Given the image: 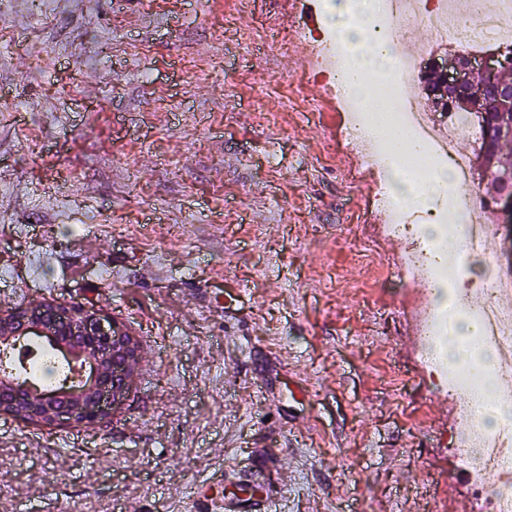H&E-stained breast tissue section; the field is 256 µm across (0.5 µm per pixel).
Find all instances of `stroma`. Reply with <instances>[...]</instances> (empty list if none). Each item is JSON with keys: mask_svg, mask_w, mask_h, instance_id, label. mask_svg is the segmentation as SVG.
<instances>
[{"mask_svg": "<svg viewBox=\"0 0 512 512\" xmlns=\"http://www.w3.org/2000/svg\"><path fill=\"white\" fill-rule=\"evenodd\" d=\"M50 2L0 8V308L107 312L143 359L94 426L0 415V512H184L233 471L280 512H484L310 72L313 5Z\"/></svg>", "mask_w": 512, "mask_h": 512, "instance_id": "1", "label": "stroma"}]
</instances>
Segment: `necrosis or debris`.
<instances>
[{"label": "necrosis or debris", "mask_w": 512, "mask_h": 512, "mask_svg": "<svg viewBox=\"0 0 512 512\" xmlns=\"http://www.w3.org/2000/svg\"><path fill=\"white\" fill-rule=\"evenodd\" d=\"M374 24L387 41L403 38L414 24H423L431 44L422 50L430 55L433 44L450 40L457 46L480 55L487 43L512 47V0H468L466 10L479 14V28L470 27L464 12L449 9L448 0H378ZM356 43L342 30L332 37L311 41L312 58L320 71L338 75L341 64L356 57ZM420 58L391 51L386 73L396 83L401 95L394 112L395 121L409 129L413 139L421 142L431 157L434 168L450 170L454 181H466L472 159L455 144L463 135H474L472 125L456 119L441 121L434 114L413 103L407 95L409 86L418 84ZM324 92L342 112L344 138L361 160L360 172L373 182L377 214L388 237L398 238L410 231L408 218L401 205V191L414 180V168L409 161L388 168L379 152L373 151L374 141L362 112L341 84L325 83ZM492 200L481 206L472 205L466 195L448 190L439 198L441 223L455 238L454 250L461 259L450 275L440 273L446 261L431 234L418 236L414 246L404 252L396 271L399 279L416 288L430 307L421 314L418 323L419 352L433 375L435 388L449 396L464 395L455 413L467 434L457 455L466 464L484 499L490 502L491 512H512V453L504 445L512 442V393L500 392L495 398L479 397L480 378L469 367L456 365L445 373L448 339L459 337L460 318L477 325L478 340L492 356L490 373L500 371L503 359L512 355V277L502 276L494 265H486L478 283H471L464 267L466 260L493 252L497 229L485 220L494 210Z\"/></svg>", "instance_id": "1"}]
</instances>
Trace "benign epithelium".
I'll list each match as a JSON object with an SVG mask.
<instances>
[{
    "label": "benign epithelium",
    "mask_w": 512,
    "mask_h": 512,
    "mask_svg": "<svg viewBox=\"0 0 512 512\" xmlns=\"http://www.w3.org/2000/svg\"><path fill=\"white\" fill-rule=\"evenodd\" d=\"M500 52L478 60L458 52L448 54L439 66L441 90L459 91L472 74L482 75L487 88L503 107L512 106V87L498 80ZM31 336L59 349L69 357H87L92 373L79 388L66 387L22 393L0 377V413L22 418L35 409V422L53 426L63 423H92L109 410L121 408L129 399L139 368L138 341L120 320L84 305L47 300L0 311V339Z\"/></svg>",
    "instance_id": "obj_1"
}]
</instances>
